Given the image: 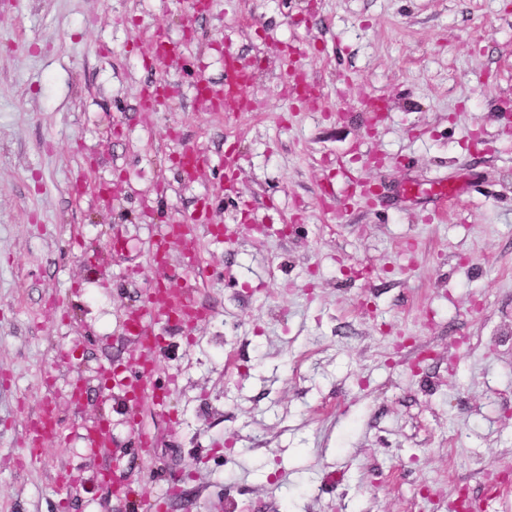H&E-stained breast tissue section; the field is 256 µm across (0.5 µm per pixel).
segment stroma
I'll return each instance as SVG.
<instances>
[{
  "instance_id": "obj_1",
  "label": "stroma",
  "mask_w": 512,
  "mask_h": 512,
  "mask_svg": "<svg viewBox=\"0 0 512 512\" xmlns=\"http://www.w3.org/2000/svg\"><path fill=\"white\" fill-rule=\"evenodd\" d=\"M157 32L178 49L174 90L148 110ZM291 48L321 106L289 98ZM228 50L255 81L253 110L227 117L186 63L218 84ZM185 145L208 160L191 182ZM231 145L213 220L234 235L200 242L205 316L143 348L123 313L182 270L177 244L163 265L149 247ZM443 178L458 194L440 206ZM134 354L161 390L132 413L100 374ZM48 396L68 430L32 460L22 433ZM95 422L108 454L85 446ZM507 472L512 0H0V512H450Z\"/></svg>"
}]
</instances>
